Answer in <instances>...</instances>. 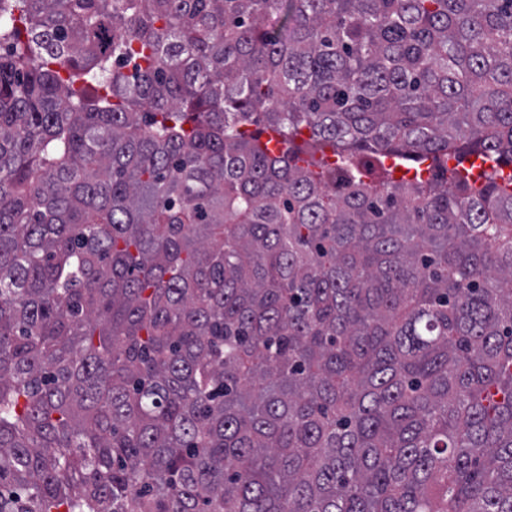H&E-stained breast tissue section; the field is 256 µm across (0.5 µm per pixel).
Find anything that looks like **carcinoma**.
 <instances>
[{
	"mask_svg": "<svg viewBox=\"0 0 512 512\" xmlns=\"http://www.w3.org/2000/svg\"><path fill=\"white\" fill-rule=\"evenodd\" d=\"M511 166L512 0H0V512H512Z\"/></svg>",
	"mask_w": 512,
	"mask_h": 512,
	"instance_id": "1",
	"label": "carcinoma"
}]
</instances>
